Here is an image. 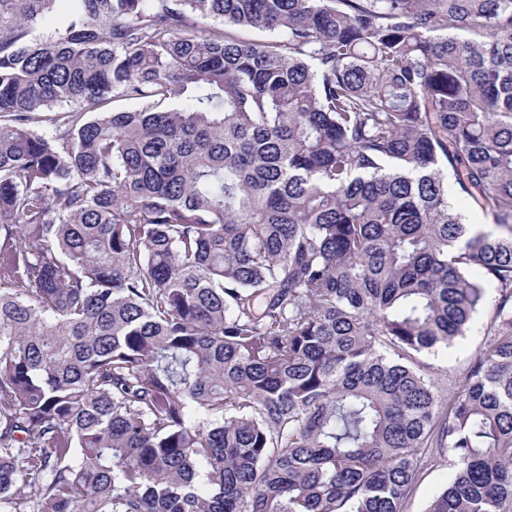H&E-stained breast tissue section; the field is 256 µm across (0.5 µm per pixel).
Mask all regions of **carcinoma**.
<instances>
[{
  "label": "carcinoma",
  "mask_w": 512,
  "mask_h": 512,
  "mask_svg": "<svg viewBox=\"0 0 512 512\" xmlns=\"http://www.w3.org/2000/svg\"><path fill=\"white\" fill-rule=\"evenodd\" d=\"M445 456L425 512H512V0H0V512H404ZM487 319V310H481L475 315L472 329L466 336L459 337L449 348H443L435 355L424 354L420 361L426 365V370L448 388V375L460 385L464 370L473 357L477 347L484 344L483 325ZM423 471L421 480L408 501L405 512H424L430 501L440 493L452 476L448 459L441 458Z\"/></svg>",
  "instance_id": "cac0c4a2"
}]
</instances>
